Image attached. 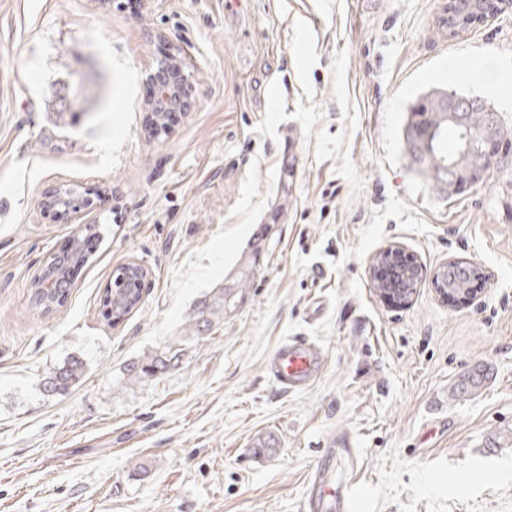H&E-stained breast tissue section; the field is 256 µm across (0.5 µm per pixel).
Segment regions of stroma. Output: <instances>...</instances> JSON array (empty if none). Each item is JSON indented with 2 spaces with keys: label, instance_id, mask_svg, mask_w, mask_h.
<instances>
[{
  "label": "stroma",
  "instance_id": "obj_1",
  "mask_svg": "<svg viewBox=\"0 0 512 512\" xmlns=\"http://www.w3.org/2000/svg\"><path fill=\"white\" fill-rule=\"evenodd\" d=\"M444 3L0 0V512H302L342 439L360 454L351 512H512V186L444 197L404 141L432 88L512 125V85L460 76L512 66V6L450 38L435 28ZM166 53L193 107L151 137L147 78ZM70 68L88 111L63 125ZM59 185L98 191L82 220L105 235L45 314L31 282L77 231L43 209ZM388 246L482 276L468 302L427 280L399 307L376 290ZM130 261L143 298L112 326L101 299ZM246 264L217 330L161 378L126 382ZM292 336L326 356L299 393L265 369ZM71 355L82 381L43 395ZM477 368L487 380L454 395Z\"/></svg>",
  "mask_w": 512,
  "mask_h": 512
}]
</instances>
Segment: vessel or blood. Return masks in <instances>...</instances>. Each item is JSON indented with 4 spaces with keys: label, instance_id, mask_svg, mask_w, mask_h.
Masks as SVG:
<instances>
[{
    "label": "vessel or blood",
    "instance_id": "b4317fda",
    "mask_svg": "<svg viewBox=\"0 0 512 512\" xmlns=\"http://www.w3.org/2000/svg\"><path fill=\"white\" fill-rule=\"evenodd\" d=\"M325 357L318 345L304 338H289L282 342L268 360L271 380L283 391L301 392L308 389L321 375ZM350 483L337 485L327 480L325 468H316L303 508L305 512H345Z\"/></svg>",
    "mask_w": 512,
    "mask_h": 512
}]
</instances>
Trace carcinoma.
Returning a JSON list of instances; mask_svg holds the SVG:
<instances>
[{
	"mask_svg": "<svg viewBox=\"0 0 512 512\" xmlns=\"http://www.w3.org/2000/svg\"><path fill=\"white\" fill-rule=\"evenodd\" d=\"M73 84V102L68 109L56 113L59 121L64 124L75 121L76 107L85 99V90L82 89L83 78L77 73L74 74ZM445 96L470 98L468 94L440 88H434L422 95L408 114L406 130L410 131L419 126L432 129L433 144L426 150L408 145L406 150L415 170L430 181L439 192L452 197L476 184L473 180L470 156L462 155L461 151L470 143L480 144V133L493 106L482 98L472 102L467 107L466 123L460 127L448 122L443 112L442 101ZM494 142L497 155L501 156V159L489 161V171L484 180H509L512 178V127L501 120L498 121ZM83 202V193L75 188L64 187L59 195L51 199L50 205L57 210H73L76 205ZM51 276L53 266L46 264L41 269L40 276L32 283V300L36 308L44 313L63 306L70 293L69 287L57 284L46 292L39 289L40 282ZM142 279L143 270L140 268L130 269L121 266L115 270L112 290L106 291L102 300L104 319L115 326L128 318L135 306L141 303ZM474 280L475 271L458 265L447 266V272L441 277L444 288L454 292L470 287ZM241 297V289L222 286L204 293L192 307L181 335L164 348L127 363L124 367L126 380L131 384L147 382L178 366L189 345L218 329L224 323V312L236 306ZM83 373V361L78 357H71L49 372L41 383V388L49 396L62 395L80 382Z\"/></svg>",
	"mask_w": 512,
	"mask_h": 512,
	"instance_id": "carcinoma-1",
	"label": "carcinoma"
}]
</instances>
